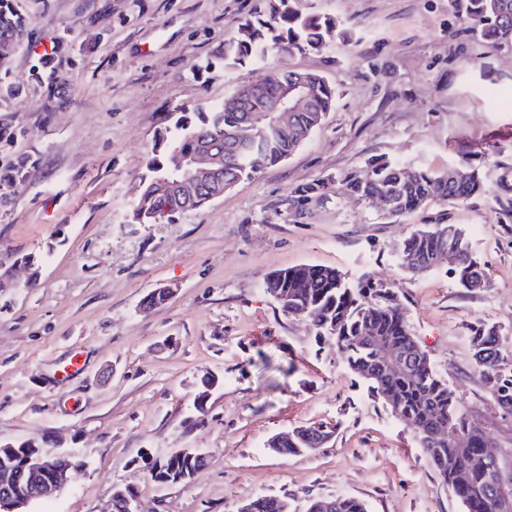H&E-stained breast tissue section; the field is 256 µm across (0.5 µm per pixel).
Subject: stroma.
<instances>
[{"label": "stroma", "instance_id": "35a3bbf8", "mask_svg": "<svg viewBox=\"0 0 512 512\" xmlns=\"http://www.w3.org/2000/svg\"><path fill=\"white\" fill-rule=\"evenodd\" d=\"M266 0H15L28 36L0 67V120L21 135L0 147L31 165L0 205V254H47L0 289V441L56 437L82 465L52 500L28 512H104L114 486L137 489L144 512H236L245 499L354 497L367 512H464L395 419L352 373L333 339L284 314L263 290L272 272L332 267L349 283L394 288L409 330L461 410L512 452L503 416L474 364L469 327L497 326L512 347V215L492 201L512 168V44L464 32L448 0H297L307 15L339 18L341 35L288 67L322 74L334 107L287 160L238 183L208 207L134 224L131 207L166 113L218 103L254 80L256 64L220 55ZM54 44L70 91H49L34 70ZM377 159L433 171L481 167L485 189L467 202L400 219L348 194L344 179ZM318 185L311 198L300 188ZM463 228L491 281L472 293L447 265L416 276L399 247L437 221ZM173 297L145 309L143 298ZM81 371L66 375L75 354ZM218 378L197 421L204 377ZM338 424L315 455L283 456L268 440L314 422ZM204 452L186 485L160 486L143 453Z\"/></svg>", "mask_w": 512, "mask_h": 512}]
</instances>
